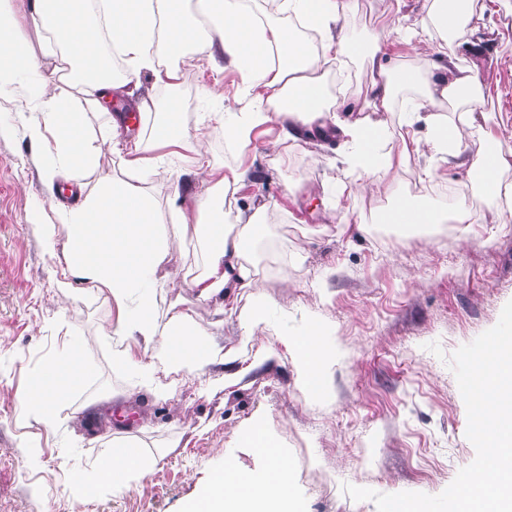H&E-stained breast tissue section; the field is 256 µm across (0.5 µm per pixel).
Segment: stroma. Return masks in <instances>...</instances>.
I'll use <instances>...</instances> for the list:
<instances>
[{
    "label": "stroma",
    "instance_id": "stroma-1",
    "mask_svg": "<svg viewBox=\"0 0 512 512\" xmlns=\"http://www.w3.org/2000/svg\"><path fill=\"white\" fill-rule=\"evenodd\" d=\"M423 15V0H359L342 19L349 36L380 45L397 66L418 67L440 39L407 42L400 29ZM472 44L462 65L479 64L483 98L469 105L475 126L512 153V0H475L456 36ZM157 51L181 69L178 119L203 133L209 159L225 169L250 165L256 185L232 192L227 215L265 204L267 235L253 261L259 291L271 303L266 320L244 335L243 299L205 302L190 284L202 264L191 229L163 224L172 246L158 276L157 320L170 302L191 316L202 340L228 358L195 372L155 376L168 384L158 395L135 371L144 348L111 334L117 308L96 289L61 290L68 230L63 210L79 205L105 181L121 183V158L102 149L74 194L50 191L41 177L43 156L30 138L33 116L24 87L0 99V512H189L214 476L231 463L262 471L266 459L251 448L249 430L262 426L287 458L292 491L306 512H376L355 501L343 484L380 493L437 495L476 455L467 439V413L454 373L428 351L444 355L472 342L499 320L512 300V213L488 208L479 224H443L434 233H404L381 223L399 198L438 207L443 189L458 199L476 191L466 166L410 157L381 176L374 192L344 189L342 141L276 143L255 136L244 150L224 143L216 112L247 105L238 72L223 58L185 61ZM324 80H339L328 96L341 110L364 98V68L356 59L327 62ZM417 91L400 89L384 118L394 132L386 145L402 150L400 131L425 136L408 103ZM189 148L164 156L142 177L151 203L168 211ZM432 178H424L425 165ZM55 227L45 240L43 225ZM329 331L332 358L328 396L306 390L290 344L310 321ZM75 360L79 381L60 395L56 418L41 421L25 398L32 381L55 363ZM103 400L97 414L87 404ZM137 446L150 461L128 489L98 479L106 443Z\"/></svg>",
    "mask_w": 512,
    "mask_h": 512
}]
</instances>
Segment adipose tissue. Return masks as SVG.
<instances>
[{"label": "adipose tissue", "mask_w": 512, "mask_h": 512, "mask_svg": "<svg viewBox=\"0 0 512 512\" xmlns=\"http://www.w3.org/2000/svg\"><path fill=\"white\" fill-rule=\"evenodd\" d=\"M97 2L101 17L95 20L85 9V0H0V98L14 93L17 72L42 67L24 30L25 21H32L44 38L59 33L67 37L53 59V71L66 82L69 95L53 92L45 80L28 87L36 113L29 134L42 147L46 185H54L60 178L77 179L100 151L101 144L84 132L85 112L123 92L122 86L95 76L104 61L105 42H112L123 55L130 77L147 70L172 84L181 74L179 69L160 67L155 44L162 40L175 53L190 48L204 58L222 56L227 67L246 79L249 108L235 116L216 115L224 125L225 143L246 147L257 129L270 125L277 128L281 143L298 140L307 131L322 137L339 136L348 147L343 160L345 174L371 183L393 164L392 155L382 150L390 136L382 114L390 110L398 90L417 88L415 110L423 115L427 136L414 140L415 153L470 165L480 192L450 211L423 199H400L387 212L390 223L424 231L447 222L479 223L483 207L491 202L512 211V188L501 181V172L508 165L503 151L490 153L482 148L476 159H469L467 150L476 128L448 121L443 113L444 104L483 94L473 68L460 65L457 46L440 44L436 58L421 70L387 65L380 48L354 43L338 26L341 18L353 12L357 0H280L279 9L321 32L322 48L313 54L292 29L259 21L241 0H201L207 19L203 28L188 19L186 0ZM470 4L471 0H425L423 16L405 35L422 39L432 30L444 38L457 33ZM354 55L362 56L368 73L365 100L343 116L326 101L319 72L327 60ZM121 128L118 119H111L104 142L121 157L130 176L64 213L70 256L68 277L59 286L65 290L78 280L106 294L116 305L114 336L152 349L149 362L142 366L145 381H152L160 365L178 373L223 363L221 349L196 339L187 314L169 307L168 319L161 325L155 313L157 272L169 241L161 230L166 215L153 207L140 176L156 163L157 149L184 147L187 134L173 121L158 124L146 140L127 139ZM192 152L188 171L202 174L203 180L191 202L173 198L170 215L179 223L192 225L202 244L203 269L192 281L200 298L250 296V304L238 315L248 333L265 309L264 301L252 297L256 286L252 255L267 227L258 208L238 211L234 220H227L224 190L241 186L250 179L251 171L242 166L228 171L216 167L199 145ZM325 337V330L315 323L292 341L303 383L317 399L326 395L324 374L329 354ZM251 443L268 459V466L260 472L225 467L192 512H304L302 502L291 491L287 462L262 429L253 430ZM142 465L140 452L108 445L99 455L98 474L111 482L113 489L121 490L127 474Z\"/></svg>", "instance_id": "ef3b65f1"}]
</instances>
